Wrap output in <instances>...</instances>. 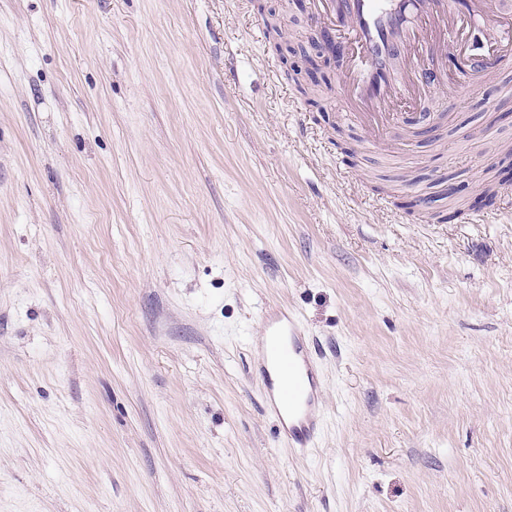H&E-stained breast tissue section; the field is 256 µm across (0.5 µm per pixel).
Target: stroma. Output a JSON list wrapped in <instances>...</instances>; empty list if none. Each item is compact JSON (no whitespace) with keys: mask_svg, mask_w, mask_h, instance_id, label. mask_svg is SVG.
I'll return each instance as SVG.
<instances>
[{"mask_svg":"<svg viewBox=\"0 0 512 512\" xmlns=\"http://www.w3.org/2000/svg\"><path fill=\"white\" fill-rule=\"evenodd\" d=\"M271 20L321 28L0 0V512H512V64L392 156ZM270 304L318 343L309 453L252 374Z\"/></svg>","mask_w":512,"mask_h":512,"instance_id":"35a3bbf8","label":"stroma"}]
</instances>
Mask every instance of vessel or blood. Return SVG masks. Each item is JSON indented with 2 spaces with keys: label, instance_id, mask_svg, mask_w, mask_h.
<instances>
[{
  "label": "vessel or blood",
  "instance_id": "1",
  "mask_svg": "<svg viewBox=\"0 0 512 512\" xmlns=\"http://www.w3.org/2000/svg\"><path fill=\"white\" fill-rule=\"evenodd\" d=\"M315 18L333 13L339 27H325L344 69L336 88L347 111L374 137L395 128L402 102L426 112L427 88L443 84L444 71L432 60L441 41L479 31L492 43L512 40V23L491 0H312ZM493 52L470 55L459 89L504 64ZM262 356L253 366L265 410L277 421L285 446L305 452L315 444L321 385L298 319L281 306L261 316Z\"/></svg>",
  "mask_w": 512,
  "mask_h": 512
}]
</instances>
